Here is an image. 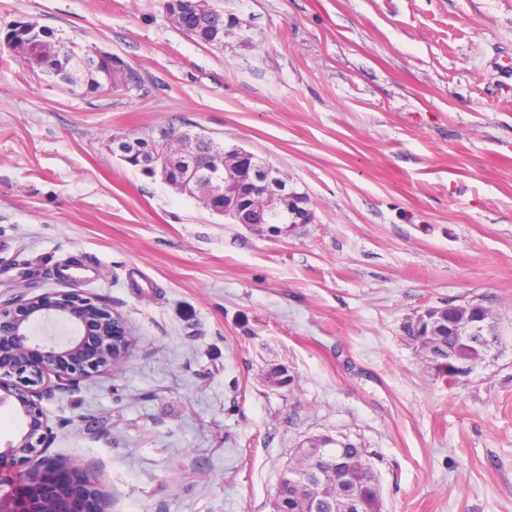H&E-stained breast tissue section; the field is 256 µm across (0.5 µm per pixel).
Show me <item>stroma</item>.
Returning <instances> with one entry per match:
<instances>
[{
    "mask_svg": "<svg viewBox=\"0 0 512 512\" xmlns=\"http://www.w3.org/2000/svg\"><path fill=\"white\" fill-rule=\"evenodd\" d=\"M213 4L220 48L164 0H0V32L144 79L72 95L0 49V302L76 288L130 330L122 367L43 399L48 455L106 512H272L296 449L343 437L383 512H512V0ZM163 124L272 163L311 223H225L109 149ZM470 302L501 343L448 385L405 326ZM84 56L89 60H92L96 65L100 64L101 58L109 57L112 59V84L116 90H131L138 88L140 78L136 71L124 62L118 60L111 52L109 53L100 49H93Z\"/></svg>",
    "mask_w": 512,
    "mask_h": 512,
    "instance_id": "stroma-1",
    "label": "stroma"
}]
</instances>
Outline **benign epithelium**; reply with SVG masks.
<instances>
[{"mask_svg":"<svg viewBox=\"0 0 512 512\" xmlns=\"http://www.w3.org/2000/svg\"><path fill=\"white\" fill-rule=\"evenodd\" d=\"M165 10L178 30L188 33L183 22L185 11L197 16L215 12L212 0H165ZM29 42L17 48L27 55L39 42L41 25L34 20L23 22ZM85 57L95 64L112 59V84L115 89L131 90L139 86L136 71L116 56L93 49ZM214 141L204 131L187 140L185 131L169 133L161 159L155 164L153 177L177 191L198 187L201 178L212 169L211 160H191L189 170L177 171L169 162L172 157L192 153L191 141ZM219 158L224 181L206 185L199 195L206 210L224 217L231 224L265 226L272 236L290 224H308L311 212L288 188V177L266 160L244 149L235 148L213 153ZM453 310L463 312L465 324L459 335L469 341L483 335L491 316L480 305ZM428 308L416 316L420 335L416 341L426 357L432 356L430 342L424 337L431 326ZM62 324L66 331L59 336H36L37 327ZM123 320L112 314L96 298L76 290L0 304V407L7 406L22 421V429L0 448L1 464L25 467L23 480L6 496L0 497V512H104L102 498L87 475L80 469L62 466L46 455L51 427L44 416L41 401L49 388L68 389L79 379L109 372L126 359L128 342ZM331 449L314 443L302 447L298 461H315L330 454ZM314 502L336 497V481L322 480L311 487Z\"/></svg>","mask_w":512,"mask_h":512,"instance_id":"7a95c632","label":"benign epithelium"}]
</instances>
